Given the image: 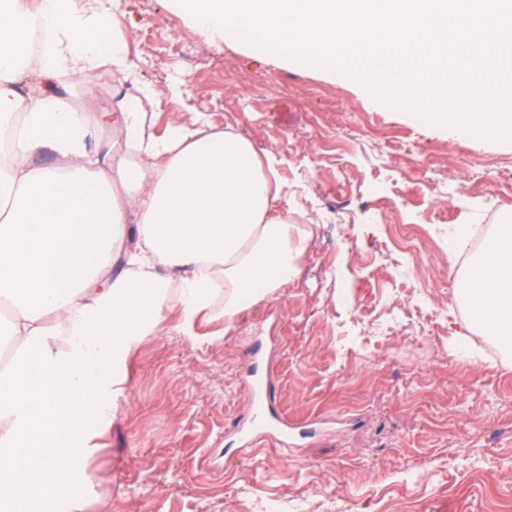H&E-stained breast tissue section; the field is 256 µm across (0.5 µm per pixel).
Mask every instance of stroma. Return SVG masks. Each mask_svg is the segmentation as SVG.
Wrapping results in <instances>:
<instances>
[{
  "label": "stroma",
  "instance_id": "stroma-1",
  "mask_svg": "<svg viewBox=\"0 0 512 512\" xmlns=\"http://www.w3.org/2000/svg\"><path fill=\"white\" fill-rule=\"evenodd\" d=\"M118 4L116 36L141 80L185 89L178 104H151L155 134L192 112L223 129L224 108L241 105L235 130L256 149L277 154L290 138L279 169L288 220L314 233L294 281L242 307L233 328L200 325L196 341L162 331L129 357L99 452L73 466L90 489L85 512H253L260 498H304L309 512H512V355L475 324L457 296L464 266L431 234L487 232L512 215V141L453 139L326 69L212 41L168 0ZM259 77L277 91L255 88ZM61 82L90 114L122 88L107 66ZM403 263L443 311L427 355L403 331L364 342L369 319L415 306ZM257 347L281 408L307 430L237 456Z\"/></svg>",
  "mask_w": 512,
  "mask_h": 512
}]
</instances>
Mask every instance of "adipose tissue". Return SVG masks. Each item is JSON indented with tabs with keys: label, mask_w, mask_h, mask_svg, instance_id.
I'll return each instance as SVG.
<instances>
[{
	"label": "adipose tissue",
	"mask_w": 512,
	"mask_h": 512,
	"mask_svg": "<svg viewBox=\"0 0 512 512\" xmlns=\"http://www.w3.org/2000/svg\"><path fill=\"white\" fill-rule=\"evenodd\" d=\"M116 10L48 0L31 12L0 0V301L21 354L0 366V503L83 512L87 491L67 492L75 461L99 449L125 392L124 365L173 310L174 331L195 336L213 306L233 326L245 302L271 298L276 267L295 270L310 237L288 221L278 168L203 115L152 131L139 88L95 117L66 106L63 73L107 65L135 81L122 43L102 42ZM53 33L31 92L15 86L38 28ZM116 140L103 143L104 132ZM474 254V253H473ZM461 296L477 323L512 348V224L496 225L474 254ZM76 335L57 350L53 339Z\"/></svg>",
	"instance_id": "ef3b65f1"
}]
</instances>
